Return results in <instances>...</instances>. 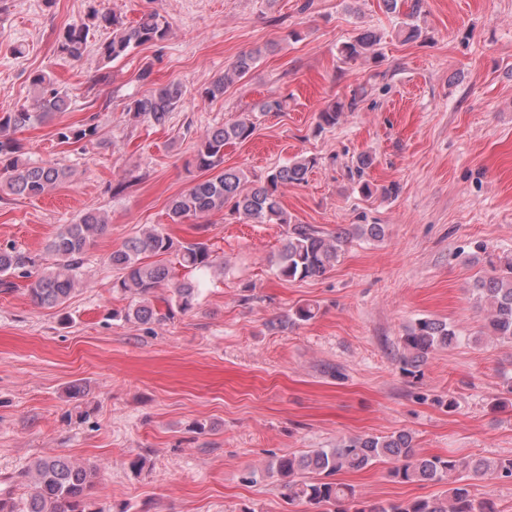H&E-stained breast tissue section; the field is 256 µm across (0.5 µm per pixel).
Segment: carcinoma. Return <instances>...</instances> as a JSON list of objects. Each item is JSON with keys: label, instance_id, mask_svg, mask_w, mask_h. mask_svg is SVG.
Instances as JSON below:
<instances>
[{"label": "carcinoma", "instance_id": "1", "mask_svg": "<svg viewBox=\"0 0 512 512\" xmlns=\"http://www.w3.org/2000/svg\"><path fill=\"white\" fill-rule=\"evenodd\" d=\"M92 24H71L58 38V51L79 59L86 51L90 27L112 29V37L101 43L97 52L105 63H111L139 46L165 40L170 33L167 19L151 12L143 15L134 26L124 25L119 18L92 7ZM380 37L364 31L342 43L338 53L345 63L368 55H376ZM262 55L256 49L239 54L223 75L205 89V95L216 99L224 95V87L236 78L246 76ZM38 95L32 107L21 106L0 115V192L22 197H38L70 175V169L55 163L32 164L24 156L21 144L11 133L35 122H41L57 112L68 109V95L55 86L45 73L31 79ZM367 90L361 87L351 94L347 103H338L318 114L317 128L338 123L344 110L354 111L364 100ZM185 99L181 83L170 82L148 94L128 97L125 112L132 122L165 124L172 112ZM255 124L248 118L236 119L221 126L206 129L196 143V166L211 172L174 197L169 205L171 223L210 213L229 211L239 220L257 223L285 224V243L272 261L276 274L285 280H304L324 275L338 262L350 237L358 235L372 240L384 237L381 224H356L353 231L339 229L322 232L309 224H293L283 209L280 189L288 184H301L316 164V159L297 157L268 172L260 181L250 179L242 169L224 168V148L248 140ZM98 136V125L83 124L57 132L63 143L92 141ZM373 163L368 155L357 159L355 175L359 191L366 197L379 192L384 196L395 193L393 185L379 189L363 180L365 170ZM108 220L97 210L85 212L73 224H65L47 247V256L37 259L14 247H0V287L8 291L16 287L15 280L26 282L30 301L39 307H59L82 285L80 269L95 240L108 231ZM176 250L179 265L202 274L223 272L224 262L212 254L203 242L174 243L173 239L155 227H145L112 251L108 264L120 276L112 287L127 294L131 305L125 319L141 324L169 321L177 314L190 311L197 303L199 286L192 280L172 282L170 268L157 257ZM479 249L489 254V273L473 283V295L485 312L484 334L488 338L512 343V252L488 253V246ZM155 261H150V258ZM173 287L169 297H158L160 288ZM317 306L303 303L288 315L294 325L316 317ZM459 342V335L448 322L429 317L417 319L401 337L403 372L418 380L421 366L430 354L450 348ZM377 462L391 464L388 475L400 483L441 482L448 484L443 496L416 498L401 502L367 504L356 499L354 489L336 481L341 472L361 471ZM267 472L284 480L288 498L303 501L314 512H348L344 505L355 506L354 512H498L491 498L476 500L470 491L469 479L512 480V458L491 460L476 456H426L416 448L409 432L378 436L363 434L349 437L334 448H319L306 454L277 458ZM98 477L97 467L85 465L61 456L36 458L29 468L15 476V482L28 483V496L15 501L0 496V512H97L92 508V494Z\"/></svg>", "mask_w": 512, "mask_h": 512}]
</instances>
